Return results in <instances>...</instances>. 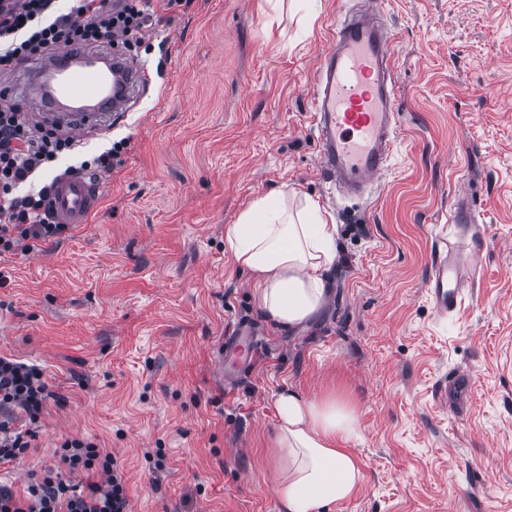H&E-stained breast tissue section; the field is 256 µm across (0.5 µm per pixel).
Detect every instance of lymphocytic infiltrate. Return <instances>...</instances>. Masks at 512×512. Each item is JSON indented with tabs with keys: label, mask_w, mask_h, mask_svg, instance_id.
<instances>
[{
	"label": "lymphocytic infiltrate",
	"mask_w": 512,
	"mask_h": 512,
	"mask_svg": "<svg viewBox=\"0 0 512 512\" xmlns=\"http://www.w3.org/2000/svg\"><path fill=\"white\" fill-rule=\"evenodd\" d=\"M57 0H0V72L48 50L138 41L149 0H76L57 13ZM70 140L54 133L33 134L19 112L0 107V252L31 250L60 230L54 222L49 187L26 190L44 164L68 149ZM41 369L0 356V465L24 459L39 436L49 403L58 401ZM65 472L32 477L23 495L0 486V512H131L122 474L111 454L73 438L57 450ZM94 471L100 481L82 483L78 475Z\"/></svg>",
	"instance_id": "1"
}]
</instances>
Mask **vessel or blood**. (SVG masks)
I'll return each mask as SVG.
<instances>
[{"label": "vessel or blood", "instance_id": "b4317fda", "mask_svg": "<svg viewBox=\"0 0 512 512\" xmlns=\"http://www.w3.org/2000/svg\"><path fill=\"white\" fill-rule=\"evenodd\" d=\"M48 103L46 118L66 133L111 124L125 112L136 88L151 74L146 64L118 53L92 49H59L39 63L34 77ZM399 87L394 70V47L383 9L337 22L317 70L312 98L313 129L320 147L319 167L324 179L347 191H373L387 171L396 141ZM103 193L98 174L81 172L55 183L51 207L58 223L85 224ZM466 245L439 239L432 259L428 290L438 316L452 313L466 285L472 264ZM239 359L225 365L216 356L214 368L221 382L230 384L246 370L257 347L252 324L238 322L224 340ZM470 374L448 382L449 405L462 406L470 393Z\"/></svg>", "mask_w": 512, "mask_h": 512}]
</instances>
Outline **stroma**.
Segmentation results:
<instances>
[{
	"label": "stroma",
	"mask_w": 512,
	"mask_h": 512,
	"mask_svg": "<svg viewBox=\"0 0 512 512\" xmlns=\"http://www.w3.org/2000/svg\"><path fill=\"white\" fill-rule=\"evenodd\" d=\"M347 0H155L135 51L148 88L105 131L45 165L125 147L91 223L0 254V355L41 368L35 446L0 467L22 491L81 438L112 453L133 512H282L275 394L340 396L363 483L322 512H512V0H383L395 40L398 134L378 190L349 200L323 179L315 71ZM278 190L336 226L330 297L276 329L227 225ZM475 221H448L460 199ZM477 257L455 312L436 315L439 236ZM261 332L235 387L213 357L238 321ZM473 380L467 409L448 378ZM471 386L472 378L468 373H459L448 380V406L461 407Z\"/></svg>",
	"instance_id": "stroma-1"
}]
</instances>
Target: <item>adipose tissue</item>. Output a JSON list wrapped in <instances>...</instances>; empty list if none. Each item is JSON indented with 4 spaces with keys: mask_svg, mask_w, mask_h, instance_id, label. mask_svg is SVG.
Returning a JSON list of instances; mask_svg holds the SVG:
<instances>
[{
    "mask_svg": "<svg viewBox=\"0 0 512 512\" xmlns=\"http://www.w3.org/2000/svg\"><path fill=\"white\" fill-rule=\"evenodd\" d=\"M335 239L336 227L317 203L295 209L280 194L254 200L225 232L235 262L253 276L259 312L281 329L305 324L323 305ZM275 409L283 512H319L350 499L362 483L360 462L346 447L353 409L335 396L310 399L290 386L278 392Z\"/></svg>",
    "mask_w": 512,
    "mask_h": 512,
    "instance_id": "ef3b65f1",
    "label": "adipose tissue"
}]
</instances>
